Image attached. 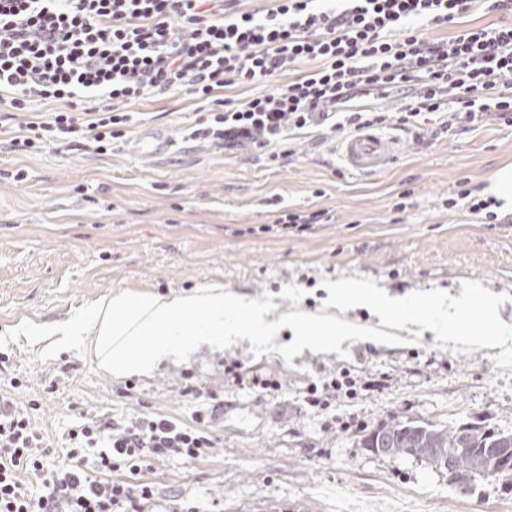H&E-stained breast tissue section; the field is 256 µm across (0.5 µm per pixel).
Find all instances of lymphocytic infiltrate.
Returning <instances> with one entry per match:
<instances>
[{"mask_svg": "<svg viewBox=\"0 0 512 512\" xmlns=\"http://www.w3.org/2000/svg\"><path fill=\"white\" fill-rule=\"evenodd\" d=\"M238 2L0 0V108L58 106L19 125L11 148L107 152L135 122L127 105L178 89L199 104L194 137L273 161L290 136L325 124L409 131L422 113L445 111L444 134L488 113L512 124V22L465 23L473 0H275L262 16ZM445 27L450 35L430 37ZM302 63L309 71L295 75ZM236 83L266 91L218 97ZM405 90L412 97L395 112L354 104ZM37 408L0 397V512H146L157 488L139 473L213 454L209 425L224 401L211 395L190 427L148 414L75 424L54 468Z\"/></svg>", "mask_w": 512, "mask_h": 512, "instance_id": "lymphocytic-infiltrate-1", "label": "lymphocytic infiltrate"}]
</instances>
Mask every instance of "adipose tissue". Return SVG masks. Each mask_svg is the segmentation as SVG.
<instances>
[{"label":"adipose tissue","mask_w":512,"mask_h":512,"mask_svg":"<svg viewBox=\"0 0 512 512\" xmlns=\"http://www.w3.org/2000/svg\"><path fill=\"white\" fill-rule=\"evenodd\" d=\"M299 329L308 341L341 333L332 316L277 313L268 301L228 294L214 283L178 295L119 289L98 296L66 319L37 325L28 334L46 349L86 342L98 369L115 379L147 377L166 363L189 361L204 346L234 345Z\"/></svg>","instance_id":"obj_1"}]
</instances>
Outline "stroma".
Instances as JSON below:
<instances>
[{
  "instance_id": "obj_1",
  "label": "stroma",
  "mask_w": 512,
  "mask_h": 512,
  "mask_svg": "<svg viewBox=\"0 0 512 512\" xmlns=\"http://www.w3.org/2000/svg\"><path fill=\"white\" fill-rule=\"evenodd\" d=\"M128 109L141 117L130 136L163 130L174 148L159 158L124 144L104 155L0 151V170L28 173L21 183L0 179V351L9 356L0 395L38 401L46 464L60 463L62 435L74 423L143 413L188 425L215 393L224 415L213 424V455L143 474L159 488L158 512L175 499L200 512H512V484L501 478L463 494L427 464L359 446L362 435L406 420L477 418L511 432L512 368L497 367L498 348L457 353L410 324L398 332L404 345L347 340L344 358L306 349L290 362L276 353L257 359L244 341L125 382L99 371L85 346L48 351L24 334L112 290L168 295L216 280L228 292L275 299L286 314L320 312L324 281L360 276L392 297L433 288L457 297L466 280L512 294V217L445 207L459 181L478 193L512 164V126L488 116L446 136L433 114L424 142L394 131L398 158L363 175L347 170L338 144L318 133L294 140L291 155L272 164L189 139L197 103L182 90ZM275 194L280 208L322 209L331 219L282 229L267 203ZM227 357L280 389L225 378ZM339 368L373 388L309 406L308 385ZM189 384L197 398L184 396Z\"/></svg>"
}]
</instances>
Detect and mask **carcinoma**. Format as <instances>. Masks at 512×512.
<instances>
[{
  "label": "carcinoma",
  "mask_w": 512,
  "mask_h": 512,
  "mask_svg": "<svg viewBox=\"0 0 512 512\" xmlns=\"http://www.w3.org/2000/svg\"><path fill=\"white\" fill-rule=\"evenodd\" d=\"M401 457L425 462L448 473V482L464 490L477 480L502 476L512 484V432L496 431L478 420L448 427L405 421L379 427L359 441L375 448L381 439Z\"/></svg>",
  "instance_id": "1"
}]
</instances>
